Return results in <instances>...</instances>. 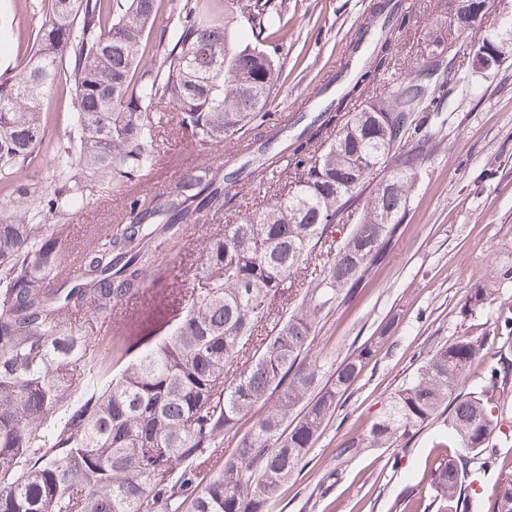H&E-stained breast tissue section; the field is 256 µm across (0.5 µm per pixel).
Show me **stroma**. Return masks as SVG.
I'll return each instance as SVG.
<instances>
[{"mask_svg": "<svg viewBox=\"0 0 512 512\" xmlns=\"http://www.w3.org/2000/svg\"><path fill=\"white\" fill-rule=\"evenodd\" d=\"M33 0H0V72L27 56L35 38ZM369 0H283L288 36L281 54L286 78L269 107L284 121L311 111L313 94L337 73L350 35ZM413 22L399 34L394 51L404 68L419 61L430 33L441 32L435 0H405ZM451 117L443 142L411 195L406 234L351 305L319 316L313 350L324 372L373 336L389 317L397 327L389 344L368 364L352 392L324 427L308 456L309 463L288 485L274 512H405L407 501L428 500L427 471L437 451L434 436L442 422H432L405 447L368 449L356 457L337 456L343 441L361 435L416 366L418 356L466 334L485 339L484 349H512V338L495 328L499 304H512V283L500 288L495 303L472 317L462 305L470 288L503 260L512 258V63L485 75L464 70L451 97ZM47 139L20 182L0 180V218L11 215L16 189L36 194L53 191L48 174L54 143L71 128V97L65 85L41 101ZM234 149L201 146L183 137L175 124L157 129L154 161L129 185L131 193L154 195L174 186L173 174L218 165ZM122 202L98 193L77 215H52L63 224L61 246L70 257L88 243L95 230L119 223ZM136 312L125 305L116 312L86 320L72 329L82 336L115 340L127 335ZM500 469L486 473L477 487L464 486L467 512H488L487 496L504 475H512V447L496 451Z\"/></svg>", "mask_w": 512, "mask_h": 512, "instance_id": "obj_1", "label": "stroma"}]
</instances>
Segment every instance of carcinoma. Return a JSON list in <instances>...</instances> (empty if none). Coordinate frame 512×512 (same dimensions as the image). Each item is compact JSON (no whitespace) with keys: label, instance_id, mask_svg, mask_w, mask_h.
Segmentation results:
<instances>
[{"label":"carcinoma","instance_id":"cac0c4a2","mask_svg":"<svg viewBox=\"0 0 512 512\" xmlns=\"http://www.w3.org/2000/svg\"><path fill=\"white\" fill-rule=\"evenodd\" d=\"M37 0L33 51L0 74V180L23 173L45 143L39 101L65 83L73 126L54 146L53 193L25 192L0 219V512H272L339 402L390 339L386 321L322 380L311 351L319 314L349 304L406 230L417 149L433 155L448 123V55L431 94L400 81L372 100L376 128L350 112L371 77L389 71L401 0H378L354 38L346 91L285 126L267 107L284 79L278 0ZM174 106L191 141L237 138L224 165L193 168L168 192L126 187L153 162L154 129ZM393 164L395 185L376 172ZM122 198L121 225L67 263L45 218L87 201L91 186ZM270 195L260 211L204 241L205 263L170 283L142 312L135 334L111 344L79 336L76 316L110 315L141 295L159 249L187 226L240 207L238 187ZM365 196L362 207L354 203ZM353 221L336 240V223ZM512 265L470 289L463 313L493 301ZM295 303L286 317L279 307ZM483 365L484 385L463 382ZM512 385V359L482 363V344L459 336L427 355L386 411L336 456L392 448L448 413L443 453L430 475L433 512H458L466 465H498L494 442L512 443L496 393ZM256 416L240 433L241 421ZM238 437L224 455V437ZM488 512H512V477L495 484Z\"/></svg>","mask_w":512,"mask_h":512}]
</instances>
